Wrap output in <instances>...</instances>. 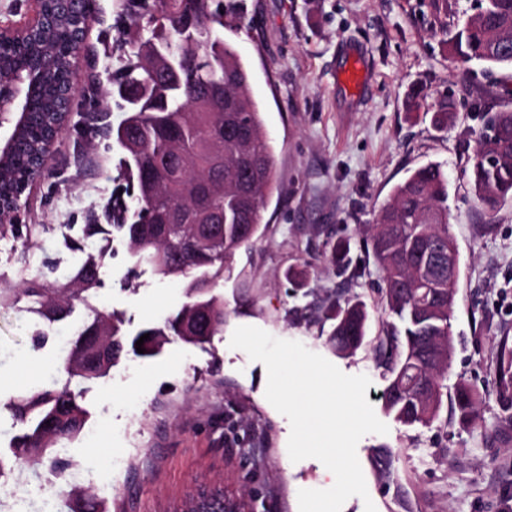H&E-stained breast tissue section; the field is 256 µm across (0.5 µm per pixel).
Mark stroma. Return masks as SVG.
Instances as JSON below:
<instances>
[{"instance_id":"obj_1","label":"stroma","mask_w":512,"mask_h":512,"mask_svg":"<svg viewBox=\"0 0 512 512\" xmlns=\"http://www.w3.org/2000/svg\"><path fill=\"white\" fill-rule=\"evenodd\" d=\"M122 0H94L84 39L93 67L73 74L74 104L92 71L109 76L119 65L114 43ZM476 0H242L243 19L225 31L251 73L254 99L274 147L276 183L262 211L260 231L235 254L217 293L224 300V330L203 345L175 340L141 358L125 350L109 374L81 393L94 441H69L74 469H94L89 488L100 512H167L199 485L223 482L225 490L252 501L254 512H299L298 492L330 488L320 461L292 462L290 423L266 399L267 371L229 342L249 325L294 340L348 375H367L366 398L387 434L364 436L357 446L376 512H505L512 498V410L496 398L494 377L500 336H512V202L494 218L478 211L469 181V159L482 130L480 105L512 106V71L486 75L477 62L450 56L447 41L473 14ZM365 60L370 81L356 98L340 82L353 57ZM420 86L426 109L406 111L411 86ZM453 96L458 119L439 128L430 110ZM78 133L66 125L53 146L44 176L25 190L23 224L69 225L81 230L102 214L124 187L119 152L96 141L94 162L74 161ZM442 163L448 173L450 232L460 255L451 317L454 343L449 382L464 379L481 395V419L461 424L451 399L430 425L407 427L384 408L388 373L375 348L387 320L380 279L360 226L375 223L380 206L410 170ZM353 237L359 279L329 259L337 231ZM100 251L104 285L98 305L123 319L126 340L161 323L186 301L185 282L160 279L131 255L120 234L87 242ZM23 246L0 239V280L53 275L65 280L82 258L61 233L41 236L21 263ZM359 298L370 313L364 344L341 356L328 346L326 302ZM33 314L0 308V398L25 385L44 384L58 359L56 344L34 348ZM389 451V480L370 458ZM128 461L113 474L112 457ZM0 501L38 512L56 497L51 470L28 461L15 467ZM365 499V500H368ZM353 496L341 512H365Z\"/></svg>"}]
</instances>
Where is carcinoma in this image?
I'll use <instances>...</instances> for the list:
<instances>
[{"label": "carcinoma", "instance_id": "cac0c4a2", "mask_svg": "<svg viewBox=\"0 0 512 512\" xmlns=\"http://www.w3.org/2000/svg\"><path fill=\"white\" fill-rule=\"evenodd\" d=\"M138 47L112 71V97L125 118L116 127L90 108L78 114L82 139H112L133 186L135 216L128 203L112 200L105 218L123 235L135 256L161 278L186 280L181 310L150 334L145 357L157 355L176 337L199 345L224 329V301L214 293L224 281L237 250L258 233L261 212L275 181L272 146L261 112L251 94L247 68L224 28L241 21L237 0H127ZM47 16L33 35L0 41V80L18 81L32 125L19 130L0 169V197L14 202L42 171L37 158L50 145L53 130L70 113L65 91L81 59L78 42L85 19L46 5ZM451 53L484 64L492 73L512 68V0H479L478 11L449 38ZM470 159L477 208L493 217L512 201V109L494 106ZM434 123L455 121L448 100L434 112ZM448 175L439 163L413 170L397 184L370 229L371 248L383 282L388 320L378 346L379 365L388 368L387 409L405 425L435 420L448 388L453 348L452 310L448 309ZM54 229L43 224H0V239L30 247ZM350 243L332 246L333 261L348 265ZM104 264L86 257L61 283L35 277L0 288V307L30 304L37 320L32 341L51 339L53 326L78 306L94 317L83 324L65 349L57 370L63 377L48 388H30L0 400L21 425L11 438L17 459L42 462L60 442L80 436L87 414L71 382L94 383L107 376L124 351L121 321L97 306ZM370 315L362 301L333 306L329 343L340 353L359 348ZM497 396L512 408V339L500 341L495 376ZM481 397L469 384L454 387L453 407L463 424L480 417ZM61 494L73 497L69 463L51 460ZM70 512H99L88 494L73 497Z\"/></svg>", "mask_w": 512, "mask_h": 512}]
</instances>
